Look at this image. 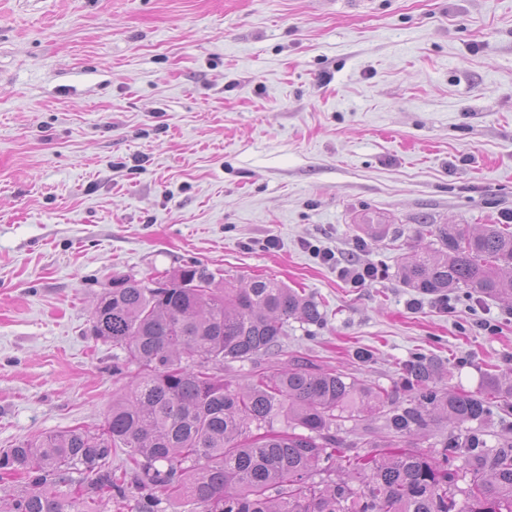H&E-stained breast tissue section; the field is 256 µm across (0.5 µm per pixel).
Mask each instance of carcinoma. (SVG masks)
Masks as SVG:
<instances>
[{"label": "carcinoma", "instance_id": "carcinoma-1", "mask_svg": "<svg viewBox=\"0 0 512 512\" xmlns=\"http://www.w3.org/2000/svg\"><path fill=\"white\" fill-rule=\"evenodd\" d=\"M435 236L440 248L405 258L407 287L438 297L466 288L512 304V275L503 274L512 231L443 224ZM95 313L94 335L124 351L137 374L112 400L103 433L74 427L0 451V470L22 480L0 496V512H99L106 498L131 512H512V442L489 452L473 435L451 434L435 457L408 440L433 413L460 423L481 419L492 399L512 409V377L454 393L434 384L436 359L416 354L404 368L405 408L384 388L302 358L234 385L217 371L274 351L289 320L319 325L323 315L281 281L236 286L197 266L164 288L120 278ZM376 412L390 438L367 442L365 455L337 448L338 422ZM118 448L130 482L112 471ZM450 455L466 458L463 489ZM338 471L344 478L332 480Z\"/></svg>", "mask_w": 512, "mask_h": 512}]
</instances>
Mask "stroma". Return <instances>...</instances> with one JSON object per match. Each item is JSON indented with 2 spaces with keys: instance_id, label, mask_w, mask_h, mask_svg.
I'll return each mask as SVG.
<instances>
[{
  "instance_id": "1",
  "label": "stroma",
  "mask_w": 512,
  "mask_h": 512,
  "mask_svg": "<svg viewBox=\"0 0 512 512\" xmlns=\"http://www.w3.org/2000/svg\"><path fill=\"white\" fill-rule=\"evenodd\" d=\"M510 214L512 0H0V448L101 431L136 368L93 336L97 299L193 265L321 302L269 364L403 403L423 353L479 391L512 370V307L400 267ZM462 428L500 447L512 411Z\"/></svg>"
}]
</instances>
